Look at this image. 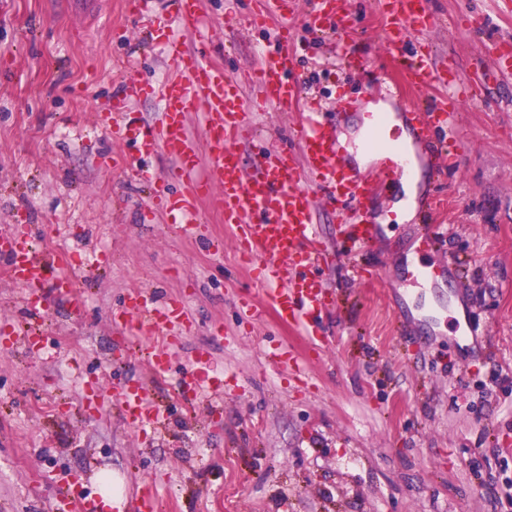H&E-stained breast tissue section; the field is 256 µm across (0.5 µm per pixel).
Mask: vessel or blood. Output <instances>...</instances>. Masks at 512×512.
<instances>
[{
  "label": "vessel or blood",
  "instance_id": "vessel-or-blood-1",
  "mask_svg": "<svg viewBox=\"0 0 512 512\" xmlns=\"http://www.w3.org/2000/svg\"><path fill=\"white\" fill-rule=\"evenodd\" d=\"M202 0H168L170 15L178 29L160 26L159 41L169 61L170 72L159 85L137 84L138 96H155L162 103L156 124H144L130 112L125 98H114L111 111L98 114L96 123L120 144L135 146L139 157L162 152L177 164L179 187L156 195L154 209L178 213L177 229L189 234L199 221L198 202L216 196L224 222L249 259L257 263V281L263 302L287 325L314 337L316 318L326 308L329 294L309 271L326 256L316 225L315 193L331 203L362 206L371 194L393 180L402 165L360 177L345 164L346 147L325 129L315 99L304 95L296 76L294 20L297 0H261L262 7L248 18L250 26L279 21V34L272 49L256 62L252 82L258 90L254 108L266 105L294 107L300 115L293 128L295 143L264 152L253 172H246L239 154L241 144L254 141L257 129L244 107V82L226 75L221 65L207 55L208 37L203 31ZM347 0H312L303 29L336 31L347 15ZM383 41L387 51L401 50L406 38L435 28L439 19L429 0H384ZM443 86V94L424 109L410 108L414 128L425 141H433L454 121V103L466 97L461 84H449L447 73L428 52H418L404 74L391 76L388 89L405 98L408 89ZM197 115L207 141L208 154L199 158L188 127L189 115ZM380 233L376 224H352L345 231L350 249L371 246ZM0 256L5 257L11 283L21 288V299L30 314H39L46 302L41 293L48 271H55L54 286L75 309H83L82 292L67 273L64 253H37L25 235L0 238ZM448 272L446 264H420L407 272L415 283L435 282ZM184 309L178 301H159L145 290L133 292L127 307L114 314L126 335H150L160 342L152 352L153 374L166 372L168 349L174 343L167 326L181 322ZM190 382L223 395L224 379L212 375L207 359L197 357ZM127 421L134 426L155 424L160 413L146 394L144 381L134 382L120 395ZM160 500L151 484H142L126 512H159Z\"/></svg>",
  "mask_w": 512,
  "mask_h": 512
}]
</instances>
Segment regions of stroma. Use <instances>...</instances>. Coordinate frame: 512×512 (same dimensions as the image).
<instances>
[{
	"label": "stroma",
	"mask_w": 512,
	"mask_h": 512,
	"mask_svg": "<svg viewBox=\"0 0 512 512\" xmlns=\"http://www.w3.org/2000/svg\"><path fill=\"white\" fill-rule=\"evenodd\" d=\"M123 2L107 0L99 25L85 31L71 0H0V232L19 225L36 247L67 253L85 297L75 315L45 288L48 301L33 316L0 280V512H50L53 497H96L105 480L116 491L111 512L147 481L165 512H512V76L489 82L474 65L492 46L512 48V0H431L440 23L426 48L447 61L453 82L485 84L456 111V163L416 146L417 200L445 202L437 254L453 278L427 289L404 283L424 230L416 217L383 225L370 248L346 255L341 226L388 215L398 183L359 209L317 203L329 252L317 277L333 300L318 350L271 310L245 313L244 301L261 298L254 265L212 201L188 236L151 215L153 195L178 186L172 158L113 167L114 155L133 148L113 142L95 116L122 90L121 63L132 61L143 83L168 70L151 37L167 0H143L138 13ZM249 7L203 0L219 24L208 52L231 75L275 42L274 22L246 26ZM352 7L354 41L320 31L298 40L297 75L310 79L326 128L338 134L365 122L368 102H388L402 118L408 104L435 95L415 91L405 102L385 93L415 48L390 60L380 0ZM350 55L367 58L368 69L349 67ZM340 100L351 115L336 111ZM296 118L274 106L256 111L264 140L242 147L245 168L289 140ZM360 262L378 271L377 282L357 280ZM139 289L180 300L189 318L171 327L168 370L149 382L161 422L135 428L115 393L148 377L156 339H124L111 314ZM34 324L39 345L16 343ZM466 324L478 335L460 339ZM279 345L291 358L313 357L308 374L269 362L267 349ZM200 354L227 389L191 404L178 385ZM93 378L97 411L84 400Z\"/></svg>",
	"instance_id": "1"
}]
</instances>
